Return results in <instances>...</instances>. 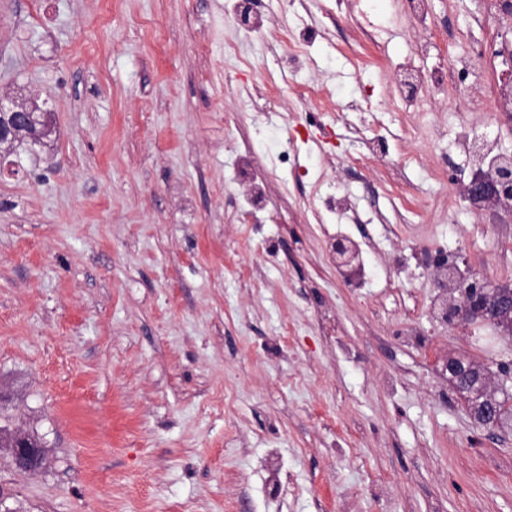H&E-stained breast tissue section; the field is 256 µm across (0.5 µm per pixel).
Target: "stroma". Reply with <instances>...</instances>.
Segmentation results:
<instances>
[{
	"label": "stroma",
	"instance_id": "stroma-1",
	"mask_svg": "<svg viewBox=\"0 0 512 512\" xmlns=\"http://www.w3.org/2000/svg\"><path fill=\"white\" fill-rule=\"evenodd\" d=\"M236 0H0V98L45 102V145L0 160V448L9 512H512V433L480 426L448 358L512 362L491 326L434 320L426 262L512 284V210L476 206L461 131L512 155V20L488 0H250L312 35L311 67ZM377 42L363 41L359 26ZM467 67L400 94L398 70ZM277 83L273 103L259 88ZM313 85L330 103L309 115ZM271 173L250 207L241 159ZM359 219L317 218L327 185ZM371 238L348 287L327 230ZM407 277L391 287L397 260ZM10 441V432L7 428H0V447L10 448L6 445ZM12 448L10 454L15 468L22 472L34 473L41 465L42 448L31 441V439L22 432H15L12 435Z\"/></svg>",
	"mask_w": 512,
	"mask_h": 512
}]
</instances>
